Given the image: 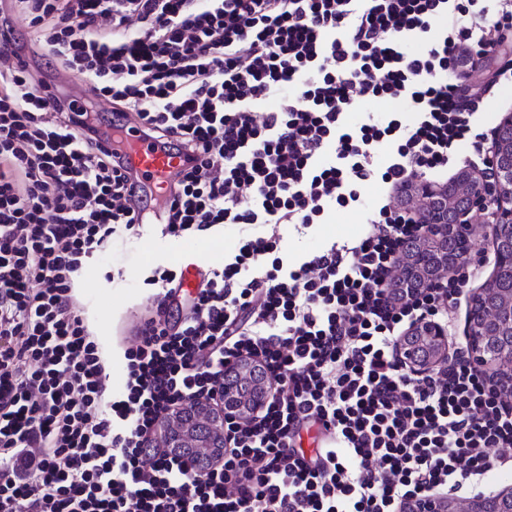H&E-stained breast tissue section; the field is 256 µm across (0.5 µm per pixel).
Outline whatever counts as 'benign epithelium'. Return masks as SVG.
Here are the masks:
<instances>
[{"mask_svg":"<svg viewBox=\"0 0 512 512\" xmlns=\"http://www.w3.org/2000/svg\"><path fill=\"white\" fill-rule=\"evenodd\" d=\"M512 134V117L501 120L494 131L489 154L493 169V187L499 206L493 218L491 237L498 243L503 233L512 235V139L504 141L503 130ZM468 193V202L457 211L455 222L448 223V197L457 187ZM412 194L422 205L425 221L430 232L425 242L440 246L448 243V236L458 239L461 248L467 247L468 236L465 225L482 203L483 185L470 172L463 170L448 185L414 180ZM419 248L409 251L400 263L395 288L400 290L421 288L438 281L455 260L448 251L436 250L431 266L425 268L417 261ZM488 288H483L479 299L469 310L466 330V358L475 367L494 366L491 380L503 389L512 390V351L503 356L491 343L493 329L501 324L499 314L483 306ZM402 363L418 373L450 364L457 355L448 350V327L440 322L423 319L415 322L399 338L397 347ZM268 394V382L258 373L257 364L249 359L233 363L224 377V410L213 411L204 407H187L169 417L161 436L167 448H213L222 447L224 418L239 421L250 419L252 410L263 403ZM405 512H512V488L499 491L493 499L456 498L429 496L407 504Z\"/></svg>","mask_w":512,"mask_h":512,"instance_id":"1","label":"benign epithelium"}]
</instances>
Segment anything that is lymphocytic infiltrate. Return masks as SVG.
<instances>
[{"mask_svg": "<svg viewBox=\"0 0 512 512\" xmlns=\"http://www.w3.org/2000/svg\"><path fill=\"white\" fill-rule=\"evenodd\" d=\"M510 36L512 0H0V512H404L497 472L512 394L461 359L396 356L415 320L447 322L483 253L392 281L429 231L395 196L484 139L463 76ZM70 73L182 154L168 236L243 228L195 295L179 269L147 278L156 312L117 394L76 289L135 203L94 101L59 90ZM368 181L384 196L354 240L281 252ZM245 356L272 389L253 418L225 420L216 452L159 447L178 407L223 406Z\"/></svg>", "mask_w": 512, "mask_h": 512, "instance_id": "1", "label": "lymphocytic infiltrate"}]
</instances>
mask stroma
Masks as SVG:
<instances>
[{
    "label": "stroma",
    "mask_w": 512,
    "mask_h": 512,
    "mask_svg": "<svg viewBox=\"0 0 512 512\" xmlns=\"http://www.w3.org/2000/svg\"><path fill=\"white\" fill-rule=\"evenodd\" d=\"M499 63H478L466 80L471 91L482 95L487 129H495V112L512 113V82L501 81ZM379 191L376 187H364L361 193L362 209L339 211L330 216L328 223L316 224L304 233H290L285 247L290 255L298 256L324 244L343 243L356 237L364 228V207L370 206ZM153 242V262H145L141 246ZM178 244L177 239L165 236L160 225L147 224L139 231H120L114 234L112 243L103 256L89 261V275L78 288L88 321L98 322L102 335L99 343L103 348L105 363L113 375L124 374V351L134 338L132 331L151 306L144 279L153 266H169L170 254ZM108 297L112 309L102 313L98 300Z\"/></svg>",
    "instance_id": "obj_1"
}]
</instances>
